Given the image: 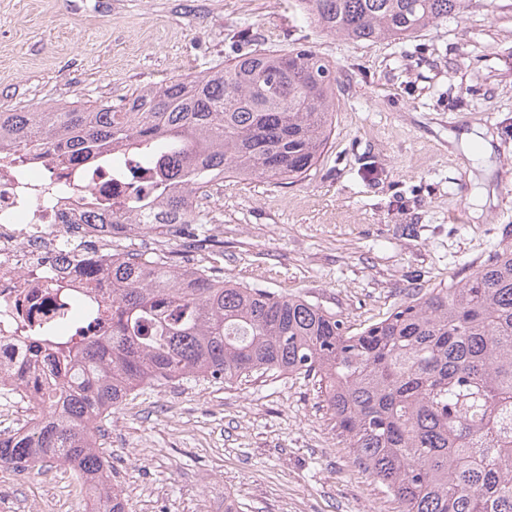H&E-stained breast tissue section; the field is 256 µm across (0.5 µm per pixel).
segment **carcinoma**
Here are the masks:
<instances>
[{"label": "carcinoma", "instance_id": "carcinoma-1", "mask_svg": "<svg viewBox=\"0 0 512 512\" xmlns=\"http://www.w3.org/2000/svg\"><path fill=\"white\" fill-rule=\"evenodd\" d=\"M322 30L353 41L401 40L458 14L463 0H301ZM336 70L306 46L243 54L110 101L0 111V165L58 152L84 163L118 147L174 158L159 215L131 207L100 224H188L208 240L210 212L191 199L218 179L293 184L316 168L331 133ZM89 273L112 278L108 336L53 352L47 400L0 436V460L24 471L60 463L98 491L93 512H125L99 438L133 390L253 374L318 381L334 428L402 512H512V250L458 281L412 293L352 332L302 296L224 280L213 260L119 251Z\"/></svg>", "mask_w": 512, "mask_h": 512}]
</instances>
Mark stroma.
<instances>
[{
    "label": "stroma",
    "instance_id": "1",
    "mask_svg": "<svg viewBox=\"0 0 512 512\" xmlns=\"http://www.w3.org/2000/svg\"><path fill=\"white\" fill-rule=\"evenodd\" d=\"M246 29L247 42L236 34ZM315 49L336 68L334 132L305 179L225 182L211 210L225 279L319 303L359 329L413 291L512 249V0H470L400 41L315 27L301 0H0V111L124 103L137 88L202 76L259 50ZM492 135L489 168L462 166L452 131ZM487 180L480 219L468 195ZM464 212L463 222L451 219ZM102 452L127 512H400L338 436L314 379L204 380L135 390ZM62 466L0 478V512H85Z\"/></svg>",
    "mask_w": 512,
    "mask_h": 512
}]
</instances>
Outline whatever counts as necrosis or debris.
I'll list each match as a JSON object with an SVG mask.
<instances>
[{"instance_id": "obj_1", "label": "necrosis or debris", "mask_w": 512, "mask_h": 512, "mask_svg": "<svg viewBox=\"0 0 512 512\" xmlns=\"http://www.w3.org/2000/svg\"><path fill=\"white\" fill-rule=\"evenodd\" d=\"M159 180L157 165L121 151L93 166L48 155L22 169L0 167V365L26 371L0 382L6 400L39 405L52 369L46 352L71 336L104 333L112 281L84 268L111 257L114 237L94 217L133 197L158 204ZM73 239L87 249L69 252ZM34 305L43 321L36 336L28 328Z\"/></svg>"}]
</instances>
